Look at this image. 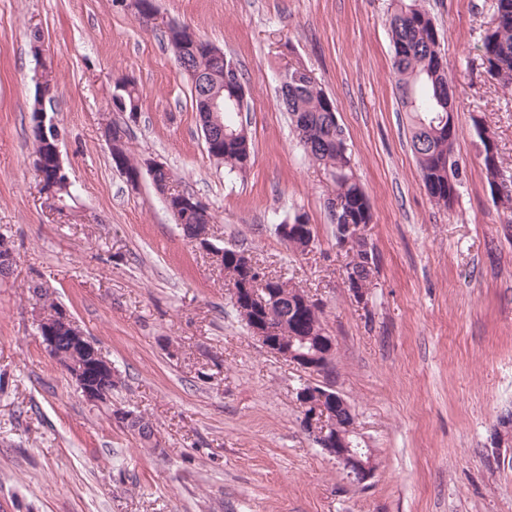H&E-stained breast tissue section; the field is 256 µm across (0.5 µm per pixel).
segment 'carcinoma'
Returning <instances> with one entry per match:
<instances>
[{
	"instance_id": "carcinoma-1",
	"label": "carcinoma",
	"mask_w": 512,
	"mask_h": 512,
	"mask_svg": "<svg viewBox=\"0 0 512 512\" xmlns=\"http://www.w3.org/2000/svg\"><path fill=\"white\" fill-rule=\"evenodd\" d=\"M494 25L483 37V63L486 71L506 67L512 72V0H496ZM387 24L393 48L392 72L395 78V91L398 103L407 112L411 129V149L420 169L424 187L435 204L449 208L458 193L448 184V159L456 158L455 133L436 132L432 123L448 105V63L440 50L439 32L433 17L419 3V0H393ZM196 56L190 57L191 68L200 72L209 89L224 90V141L215 146H206L208 155L217 164L224 166L228 174L242 176L252 164L253 150L247 129L240 116V105L234 100L239 88L225 82V72L237 64L232 58L224 57V68H217L209 56L211 43L202 37ZM122 101L118 112L134 114L139 108V92L134 83L122 81ZM279 105L288 113L300 146L305 156L324 175L331 186L327 198V210L331 223L371 224L373 214L369 197L357 178L348 153L347 143L337 130L336 106L314 78L300 80V84L288 88L279 95ZM473 125L479 140V156L482 161L487 183L501 177L512 181V175L503 168L499 151L495 150L494 133L478 119ZM112 130V157H122L115 167L122 171L126 180L135 178L140 165L129 155L125 141V131L116 125H108ZM169 170L160 169L154 177L156 189L177 206L184 192L171 186ZM316 241V232L308 228L305 235L288 237V248L294 253L305 254L311 251ZM348 262L344 275L357 278L362 286L372 287L373 271L366 268L365 258L359 253H346ZM266 301L273 303L276 314V337L285 344L300 346L308 337L318 340L326 335L322 317L312 312L310 307H301L299 302L308 296L303 288L281 277L274 276L265 281L261 291ZM326 419L343 426H354L356 414L351 410L336 412V406L328 407ZM123 427L136 436L145 448L153 447L152 438L156 434L153 423L142 415L137 422Z\"/></svg>"
}]
</instances>
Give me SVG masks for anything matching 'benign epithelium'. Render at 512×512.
<instances>
[{"mask_svg": "<svg viewBox=\"0 0 512 512\" xmlns=\"http://www.w3.org/2000/svg\"><path fill=\"white\" fill-rule=\"evenodd\" d=\"M38 166L49 163L55 166L57 176H65L59 149L58 134L53 139H45L42 150L35 154ZM186 213L192 215L198 223L210 222L208 211L197 198H189L180 203ZM366 224L340 225V249L367 254L372 257V244L366 230ZM191 242L206 251L213 262L224 265V249L214 245L209 231H201L191 238ZM241 276L237 285L229 286L231 299L235 307L249 322L253 337L276 357L296 367L302 372L316 376L313 383L306 388L296 390L298 404L302 412L304 430L313 441L328 455L336 459L347 475L358 483L369 481L375 473L376 464L370 449L363 447L365 440L358 430L349 427H336L328 431L323 425L327 414L326 405L338 404L347 407V401L336 391L335 374L327 362L335 353L334 339L320 343L323 351L306 353L274 339L275 327L273 315L267 302L258 297L253 288L251 263L245 257L240 258ZM38 336L49 355L63 363L65 371L77 380V386L83 396L93 403L111 401V390L104 381L117 375L112 365L98 345L84 334L73 317L63 307L50 318L38 316L36 322ZM69 344L67 354L57 351L59 341Z\"/></svg>", "mask_w": 512, "mask_h": 512, "instance_id": "7a95c632", "label": "benign epithelium"}]
</instances>
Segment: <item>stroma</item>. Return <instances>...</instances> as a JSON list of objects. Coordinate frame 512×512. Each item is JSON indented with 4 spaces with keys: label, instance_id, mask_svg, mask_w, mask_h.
Listing matches in <instances>:
<instances>
[{
    "label": "stroma",
    "instance_id": "1",
    "mask_svg": "<svg viewBox=\"0 0 512 512\" xmlns=\"http://www.w3.org/2000/svg\"><path fill=\"white\" fill-rule=\"evenodd\" d=\"M390 0H157L164 19L231 56L248 89L255 160L210 159L189 76L121 0H0V512H512V452L494 448L512 410V235L477 156L473 116L512 169V89L481 64L494 0H421L455 88L462 174L452 208L430 201L396 101ZM335 103L372 205L375 286L358 305L343 275L320 172L277 90L289 65ZM75 207L55 210L35 171L31 104L42 73ZM140 90L115 111L117 79ZM133 158L164 163L206 203L212 242L246 252L326 303L336 388L376 471L351 482L303 431L300 372L256 341L224 273L186 239L152 182L113 164L106 123ZM307 214L317 245L292 253L275 226ZM43 283L119 371L88 402L36 330ZM149 418L143 448L113 413Z\"/></svg>",
    "mask_w": 512,
    "mask_h": 512
}]
</instances>
